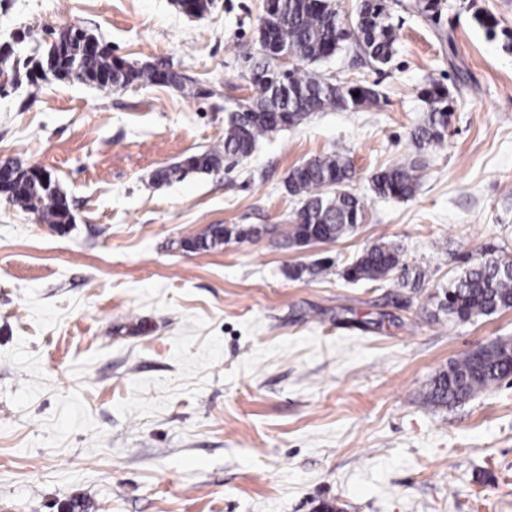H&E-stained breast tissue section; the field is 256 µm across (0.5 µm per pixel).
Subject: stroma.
<instances>
[{
    "label": "stroma",
    "mask_w": 512,
    "mask_h": 512,
    "mask_svg": "<svg viewBox=\"0 0 512 512\" xmlns=\"http://www.w3.org/2000/svg\"><path fill=\"white\" fill-rule=\"evenodd\" d=\"M412 2L389 4L388 65L347 41L311 66L377 101L158 184L221 145L226 107L250 100L264 0H213L200 18L175 0H0V44L20 58L80 26L183 78L0 88V160L46 168L73 214L58 233L0 198V512H512V378L456 406L427 399L449 362L512 342V310L458 322L439 308L467 256L493 244L512 260V0H444L436 23ZM433 83L448 130L420 151ZM337 151L367 202L355 230L303 249L181 248L212 224L287 228L289 170ZM407 157L422 161L414 196L377 197L372 175ZM383 242L401 266L346 281ZM301 265L316 271L291 279Z\"/></svg>",
    "instance_id": "35a3bbf8"
}]
</instances>
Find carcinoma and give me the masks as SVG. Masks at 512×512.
Segmentation results:
<instances>
[{
	"instance_id": "cac0c4a2",
	"label": "carcinoma",
	"mask_w": 512,
	"mask_h": 512,
	"mask_svg": "<svg viewBox=\"0 0 512 512\" xmlns=\"http://www.w3.org/2000/svg\"><path fill=\"white\" fill-rule=\"evenodd\" d=\"M271 9L258 18L264 24L261 51L252 60L248 78L254 91L248 104L239 105L227 122L224 143L216 149L203 150L188 156L190 163L180 162L158 170L154 180L169 183L190 173H211L224 167L227 161L248 157L257 142L268 134L282 129L280 119L288 125L300 123L313 112L356 109L378 99L370 85L345 86L324 79L304 68H296L284 76L267 73L270 54L282 53L314 63L334 54L338 47L342 18L320 0H270ZM388 0H360L354 24L357 29L355 51L370 62L385 65L392 59L395 37L387 22ZM474 21L490 36L496 35L499 21L489 11L477 10ZM88 32L79 26H69L56 32L46 47L50 54L55 48L63 50L57 68L65 70L64 77L75 75L83 82L94 84L99 76L109 74L112 86L126 88L139 82L144 85L179 86L182 76L172 69L138 67L112 54H89L84 40ZM20 76V68L8 45L0 47V72ZM359 96H353V93ZM429 104L426 121L411 132L415 146L427 149L445 140L448 127L447 93L435 88L425 92ZM10 170L8 182L0 183V196L38 214L48 224L70 223L67 199L58 189H49L26 177L21 163L13 159L0 161V167ZM420 159H408L400 164L378 170L371 177L372 191L378 197L409 198L416 189ZM353 168L347 157L333 153L314 158L294 167L285 179L289 194L301 196L299 209L302 223L290 225L284 235V246L300 247L317 238L334 241L353 230L365 220V203L348 190ZM276 226L258 228L232 224L224 228L215 224L200 235L181 241V247L191 252H208L223 246L231 239L251 240L263 234H274ZM401 262L399 249L379 244L365 250L345 270L350 281H378L394 271ZM444 307L453 319L467 322L512 309V261L487 247L471 258L470 263L444 291ZM512 375V347L507 343L472 351L439 371L432 379L429 397L437 405L460 403L475 393L489 388Z\"/></svg>"
}]
</instances>
